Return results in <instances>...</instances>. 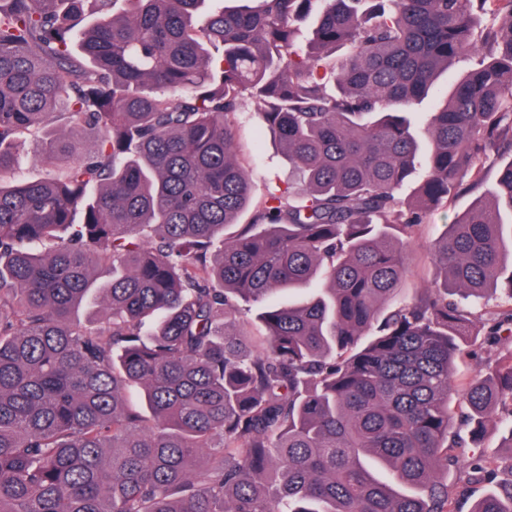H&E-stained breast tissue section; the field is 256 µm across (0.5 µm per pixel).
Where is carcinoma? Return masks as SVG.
Instances as JSON below:
<instances>
[{
	"mask_svg": "<svg viewBox=\"0 0 512 512\" xmlns=\"http://www.w3.org/2000/svg\"><path fill=\"white\" fill-rule=\"evenodd\" d=\"M245 99L296 181L227 237L256 192ZM55 127L52 177L11 179ZM487 163L441 281L391 306ZM474 332L512 338V0H0V512H458L436 473L500 406L512 449V355L452 383ZM472 512H512V478ZM497 170L496 166L485 164L484 183L477 191L448 199L447 204L434 211L426 223L422 224L410 247L408 274L402 286L405 295L412 297L434 286L439 271L431 261L428 251L429 243L444 233L445 224H453L457 216L467 210L476 197L495 185Z\"/></svg>",
	"mask_w": 512,
	"mask_h": 512,
	"instance_id": "cac0c4a2",
	"label": "carcinoma"
}]
</instances>
